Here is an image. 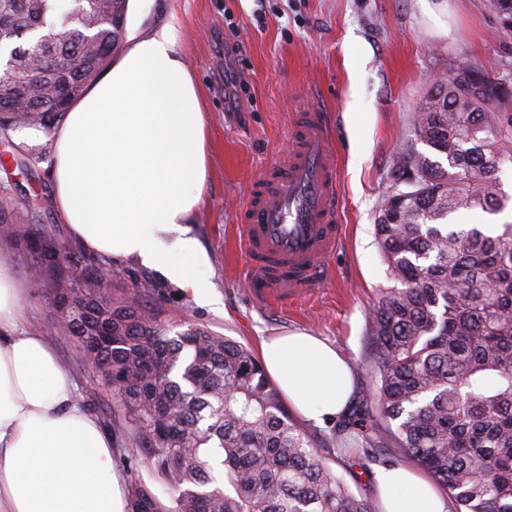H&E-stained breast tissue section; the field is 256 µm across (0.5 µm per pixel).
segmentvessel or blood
Returning a JSON list of instances; mask_svg holds the SVG:
<instances>
[{
  "mask_svg": "<svg viewBox=\"0 0 512 512\" xmlns=\"http://www.w3.org/2000/svg\"><path fill=\"white\" fill-rule=\"evenodd\" d=\"M339 175L323 112H306L241 216L240 241L261 293L303 294L325 277L341 239Z\"/></svg>",
  "mask_w": 512,
  "mask_h": 512,
  "instance_id": "b4317fda",
  "label": "vessel or blood"
}]
</instances>
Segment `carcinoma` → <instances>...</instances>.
Returning <instances> with one entry per match:
<instances>
[{
  "label": "carcinoma",
  "instance_id": "1",
  "mask_svg": "<svg viewBox=\"0 0 512 512\" xmlns=\"http://www.w3.org/2000/svg\"><path fill=\"white\" fill-rule=\"evenodd\" d=\"M512 36V0H492ZM128 0H0V137L54 129L119 48ZM494 98L466 101L448 79L413 119L426 146L400 153L375 218L390 279L369 316L376 410L354 403L336 440L369 451L386 431L399 453L448 489L457 512H512V224L497 234L455 230L462 209L508 202L499 173L512 163V115ZM413 187L401 201L397 190ZM0 224L40 256L58 309L56 334L125 411L123 455L164 479L163 500L131 484L128 512H378L291 420L263 365L239 342L190 326L171 333L142 299L102 287L99 268L68 261L38 203L0 180Z\"/></svg>",
  "mask_w": 512,
  "mask_h": 512
}]
</instances>
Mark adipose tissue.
<instances>
[{
    "mask_svg": "<svg viewBox=\"0 0 512 512\" xmlns=\"http://www.w3.org/2000/svg\"><path fill=\"white\" fill-rule=\"evenodd\" d=\"M206 158L199 89L166 26L135 38L54 132L59 217L86 251L154 270L211 302L209 283L177 261L209 264L188 221L202 200ZM23 299L0 271V512H128L112 439L80 406L50 339L24 326ZM261 360L314 425L352 397L346 356L308 332L262 340ZM373 481L379 512H448L447 497L408 467L379 468Z\"/></svg>",
    "mask_w": 512,
    "mask_h": 512,
    "instance_id": "1",
    "label": "adipose tissue"
}]
</instances>
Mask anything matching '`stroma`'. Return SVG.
<instances>
[{
  "instance_id": "obj_1",
  "label": "stroma",
  "mask_w": 512,
  "mask_h": 512,
  "mask_svg": "<svg viewBox=\"0 0 512 512\" xmlns=\"http://www.w3.org/2000/svg\"><path fill=\"white\" fill-rule=\"evenodd\" d=\"M446 2L448 29L440 32L428 21L424 0H129L125 37L173 25L180 58L202 90L208 177L190 222L210 258L195 274L210 283L214 300L199 304L157 272L133 264L113 266V292L147 289L148 304L174 330L202 326L255 352L264 338L310 332L346 354L356 395L373 396L366 330L373 305L393 285L374 235L388 172L412 145L413 115L437 78L463 59L492 76L512 63V39L501 37L490 0ZM312 105L323 109L339 154L341 242L318 288L299 298L262 297L248 284L239 218L263 170L287 149L294 125ZM15 140L35 150L31 170L16 175L20 189L41 204L46 229L67 242L72 255H83L58 218L49 135L20 133ZM0 251L27 290L26 325L53 327L57 311L34 273L29 246L13 241L0 244ZM51 341L79 399L120 443L119 399L85 369L77 342L56 335ZM306 430L353 492L374 495L373 467H348L331 442L330 426Z\"/></svg>"
}]
</instances>
